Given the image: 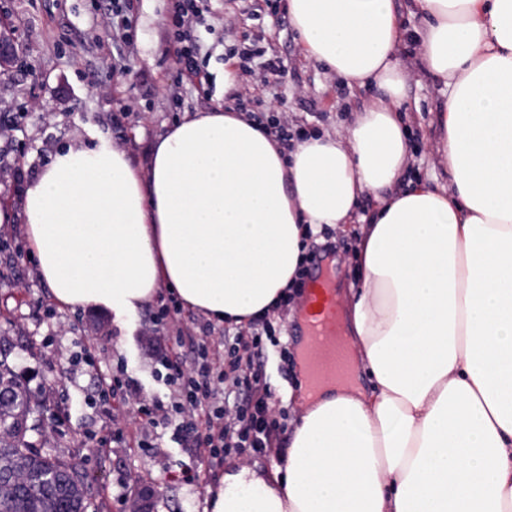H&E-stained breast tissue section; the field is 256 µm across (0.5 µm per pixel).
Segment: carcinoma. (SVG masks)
Instances as JSON below:
<instances>
[{
  "label": "carcinoma",
  "mask_w": 512,
  "mask_h": 512,
  "mask_svg": "<svg viewBox=\"0 0 512 512\" xmlns=\"http://www.w3.org/2000/svg\"><path fill=\"white\" fill-rule=\"evenodd\" d=\"M33 414L29 389L0 350V512H86L81 461L35 447Z\"/></svg>",
  "instance_id": "1"
}]
</instances>
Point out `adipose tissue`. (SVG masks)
Returning a JSON list of instances; mask_svg holds the SVG:
<instances>
[{
	"mask_svg": "<svg viewBox=\"0 0 512 512\" xmlns=\"http://www.w3.org/2000/svg\"><path fill=\"white\" fill-rule=\"evenodd\" d=\"M450 185L405 183L408 33L393 0H287L305 59L378 95L294 147L243 112H188L133 163L106 136L60 150L19 209L60 309L123 321L158 295L247 327L294 282L311 234L358 239L337 293L369 379L301 408L285 464L236 465L209 512H512V0H411ZM376 206L360 224L364 195Z\"/></svg>",
	"mask_w": 512,
	"mask_h": 512,
	"instance_id": "adipose-tissue-1",
	"label": "adipose tissue"
}]
</instances>
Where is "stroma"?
Wrapping results in <instances>:
<instances>
[{"instance_id": "35a3bbf8", "label": "stroma", "mask_w": 512, "mask_h": 512, "mask_svg": "<svg viewBox=\"0 0 512 512\" xmlns=\"http://www.w3.org/2000/svg\"><path fill=\"white\" fill-rule=\"evenodd\" d=\"M176 3L131 0L125 34L133 52L121 65L112 44V0H0V31L11 35L17 50L12 67L0 69V207H17L28 180L63 146H92L101 133L142 163L151 143L184 113L231 106L224 65L234 45L258 41L283 59V77L265 85L246 75L240 90L266 101L278 96L293 128L341 129L345 108L364 104V96L303 57L285 0H270L257 20L246 13L245 0H199L202 20L191 39L199 48L195 63L203 80H189L175 38ZM228 20L235 27L230 36L224 30ZM400 59L410 83L405 116L413 143L411 176L425 182L445 174L435 124L444 94L421 69L417 44L407 43ZM328 244L335 248L341 282H353L354 237L330 231L309 239L308 248L318 253ZM158 308L151 301L125 326L98 310L59 311L38 277L24 224L0 227V346L10 350L19 379L31 391L37 410L32 441L82 459L91 486L87 512H127L132 481L141 488L159 486L155 512H205L206 489L222 474L173 442L171 430L162 426L154 437L165 453L139 447L142 419L135 406L115 404L107 418L93 405L99 377L119 370L147 397L168 400L153 358L154 346L167 341L153 322ZM273 325L263 362L284 411L281 421L288 424L298 415L288 390L299 378V361L287 317H276ZM90 339L96 345L93 374L74 364ZM58 416L64 423L56 429ZM107 430L123 437L102 454L91 437ZM181 467L196 471L197 481L157 485L161 471Z\"/></svg>"}]
</instances>
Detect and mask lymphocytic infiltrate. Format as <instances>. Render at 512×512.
Segmentation results:
<instances>
[{"label":"lymphocytic infiltrate","instance_id":"lymphocytic-infiltrate-1","mask_svg":"<svg viewBox=\"0 0 512 512\" xmlns=\"http://www.w3.org/2000/svg\"><path fill=\"white\" fill-rule=\"evenodd\" d=\"M155 324L174 329V346H189L191 362L161 351L156 362L171 389L168 402L147 399L138 383L123 375L101 379L96 406L111 415L113 399L134 404L147 426L173 427L177 442L190 444L209 465L231 457L276 454L285 426L278 419L277 400L260 361L263 334L240 331L211 339L182 323L177 301L162 305Z\"/></svg>","mask_w":512,"mask_h":512}]
</instances>
